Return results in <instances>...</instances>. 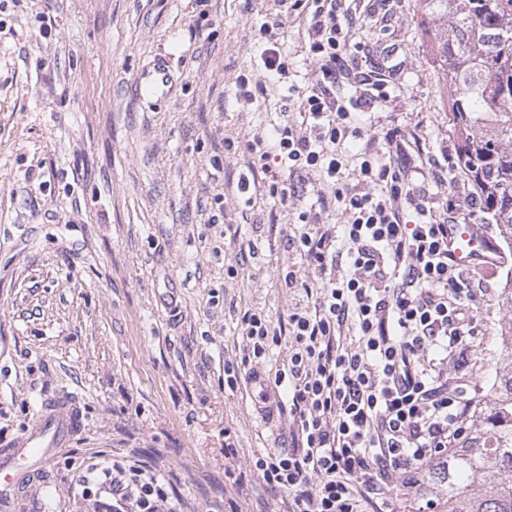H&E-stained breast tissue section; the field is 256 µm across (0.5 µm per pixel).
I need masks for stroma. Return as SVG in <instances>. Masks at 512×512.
<instances>
[{"label":"stroma","instance_id":"1","mask_svg":"<svg viewBox=\"0 0 512 512\" xmlns=\"http://www.w3.org/2000/svg\"><path fill=\"white\" fill-rule=\"evenodd\" d=\"M343 8L363 64L338 94H365L361 72L389 66L391 98L363 125L456 149L420 0ZM266 16L283 22L284 83L262 67ZM306 41V19L276 0H8L0 12V442L61 389L84 426L49 466L46 512H77L73 460L133 449L173 481L182 512H281L253 461L290 445L288 415L265 409L276 393L225 386L224 362L245 311L276 322L294 303L279 275L300 257L284 238L318 192L307 181L275 202L243 146L300 123L298 94L315 72ZM159 59L166 91L139 97L140 72ZM242 75L252 100L237 96ZM502 261L484 281L468 362H448L449 378L481 394L512 251Z\"/></svg>","mask_w":512,"mask_h":512}]
</instances>
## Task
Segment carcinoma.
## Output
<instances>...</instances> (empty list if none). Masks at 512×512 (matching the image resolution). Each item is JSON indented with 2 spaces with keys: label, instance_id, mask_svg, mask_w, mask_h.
Returning <instances> with one entry per match:
<instances>
[{
  "label": "carcinoma",
  "instance_id": "cac0c4a2",
  "mask_svg": "<svg viewBox=\"0 0 512 512\" xmlns=\"http://www.w3.org/2000/svg\"><path fill=\"white\" fill-rule=\"evenodd\" d=\"M434 78L449 96L457 167L486 224L512 247V0H421ZM500 366L469 433L424 469L436 512H512V319L498 324Z\"/></svg>",
  "mask_w": 512,
  "mask_h": 512
}]
</instances>
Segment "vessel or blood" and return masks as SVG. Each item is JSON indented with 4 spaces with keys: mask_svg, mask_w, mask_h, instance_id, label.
<instances>
[{
    "mask_svg": "<svg viewBox=\"0 0 512 512\" xmlns=\"http://www.w3.org/2000/svg\"><path fill=\"white\" fill-rule=\"evenodd\" d=\"M168 81L167 67L158 63L139 75L137 85L140 93L147 96L161 92ZM448 237L459 266L487 267L496 263L488 241L476 236L472 225H450ZM82 429L80 408L72 394L60 393L42 403L31 426L0 446V512H13L23 498L46 491L44 473Z\"/></svg>",
    "mask_w": 512,
    "mask_h": 512,
    "instance_id": "b4317fda",
    "label": "vessel or blood"
}]
</instances>
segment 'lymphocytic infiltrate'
<instances>
[{
    "label": "lymphocytic infiltrate",
    "mask_w": 512,
    "mask_h": 512,
    "mask_svg": "<svg viewBox=\"0 0 512 512\" xmlns=\"http://www.w3.org/2000/svg\"><path fill=\"white\" fill-rule=\"evenodd\" d=\"M340 3L292 0L308 20L317 79L300 97L301 125L245 144L271 198L286 202L294 177L311 174L330 190L320 208L343 217L323 224L299 212L288 243L309 273L281 276L298 300L276 326L244 312L238 352L224 363L229 389L250 383L288 402L290 448L254 461L267 488L286 495V512H389L467 434L474 406L465 387L449 385L447 367L449 357L467 356L482 291L456 265L448 226L476 199L457 195L435 209L413 183L418 166L392 150L400 128L369 135L359 100L337 96L349 67ZM352 138L363 143L353 185L342 180ZM285 339L291 349L281 368L260 372ZM75 469L83 512H179L173 484L137 454L111 460L98 451Z\"/></svg>",
    "instance_id": "obj_1"
}]
</instances>
